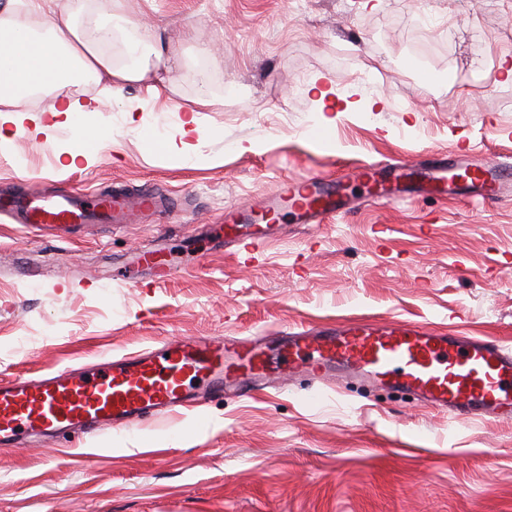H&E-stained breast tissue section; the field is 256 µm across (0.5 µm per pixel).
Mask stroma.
Instances as JSON below:
<instances>
[{
    "mask_svg": "<svg viewBox=\"0 0 512 512\" xmlns=\"http://www.w3.org/2000/svg\"><path fill=\"white\" fill-rule=\"evenodd\" d=\"M114 7L157 28L161 58L120 101L83 117L103 138L78 169L66 167L72 130L44 126L54 92L30 98L26 136L0 121V186L156 187L183 211L59 240L0 221V378L349 315L410 318L512 349V270L499 268L512 259V200L376 204L345 181L353 212L288 225L258 262L222 245L225 208L259 206L285 179L413 160L462 139L469 162H512V80L501 69L512 62V0ZM318 75L335 90L325 109L308 91ZM191 110L204 132L193 161L149 148L154 136L177 138ZM156 244L176 273L158 283L129 274L132 254ZM0 512H512V420H455L379 388L299 377L68 447H0Z\"/></svg>",
    "mask_w": 512,
    "mask_h": 512,
    "instance_id": "stroma-1",
    "label": "stroma"
}]
</instances>
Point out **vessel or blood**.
Instances as JSON below:
<instances>
[{
    "label": "vessel or blood",
    "instance_id": "vessel-or-blood-1",
    "mask_svg": "<svg viewBox=\"0 0 512 512\" xmlns=\"http://www.w3.org/2000/svg\"><path fill=\"white\" fill-rule=\"evenodd\" d=\"M453 156L430 154L417 168L400 160L369 164L355 179L372 186L377 200L394 201L398 186L448 191L446 171ZM470 199L498 201L512 194V168L490 159L474 168L458 189ZM265 221L250 224L243 209L224 211V244L256 261L275 237L276 202L288 204L303 224L346 214L348 203L334 184L317 179L281 181L272 193ZM168 197L151 189L130 196L78 193L45 196L39 181L18 194H0V216L20 224L69 226L126 224L158 215ZM270 374L292 378L337 375L415 400H425L450 417L512 416V350L476 337L429 332L407 319L346 318L336 325L310 327L295 336L270 337L266 346L248 338L187 336L160 347L113 357L97 368L66 367L45 376L21 374L0 381V446L14 447L31 436L83 440L108 428L131 427L172 414L192 402L189 382L205 383L211 395L234 387L252 393Z\"/></svg>",
    "mask_w": 512,
    "mask_h": 512
}]
</instances>
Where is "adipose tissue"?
I'll use <instances>...</instances> for the list:
<instances>
[{"mask_svg": "<svg viewBox=\"0 0 512 512\" xmlns=\"http://www.w3.org/2000/svg\"><path fill=\"white\" fill-rule=\"evenodd\" d=\"M123 23L113 0H99L96 16L85 24L73 12L46 6L45 0H7L0 14V73L8 74L11 83L0 86V106L12 122L22 125L29 97L50 86L57 92L50 122L72 128L83 115L98 111L101 99H120L126 84L143 80L147 64L119 67L112 61V42ZM86 25L92 37H83ZM88 82L99 86L97 98L84 102L69 94V87Z\"/></svg>", "mask_w": 512, "mask_h": 512, "instance_id": "obj_1", "label": "adipose tissue"}]
</instances>
